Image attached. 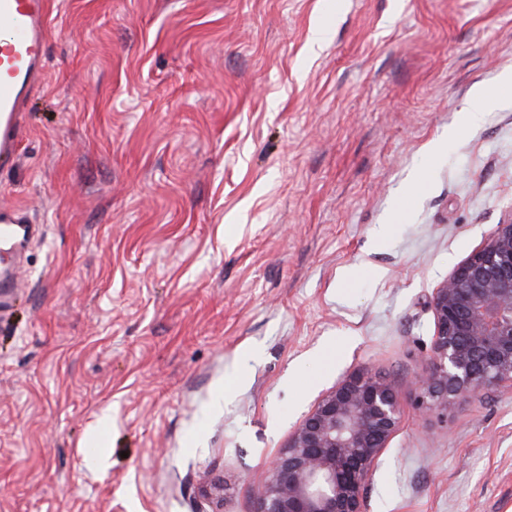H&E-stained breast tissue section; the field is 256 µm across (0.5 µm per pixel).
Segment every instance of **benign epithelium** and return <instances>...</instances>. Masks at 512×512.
<instances>
[{"label":"benign epithelium","mask_w":512,"mask_h":512,"mask_svg":"<svg viewBox=\"0 0 512 512\" xmlns=\"http://www.w3.org/2000/svg\"><path fill=\"white\" fill-rule=\"evenodd\" d=\"M428 307L434 333L417 381L423 411L512 390V217L448 273ZM401 418L386 377L370 368L347 374L293 429L254 512H366L367 487Z\"/></svg>","instance_id":"benign-epithelium-1"}]
</instances>
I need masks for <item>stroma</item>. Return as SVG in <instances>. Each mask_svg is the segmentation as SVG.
Listing matches in <instances>:
<instances>
[{"instance_id": "obj_1", "label": "stroma", "mask_w": 512, "mask_h": 512, "mask_svg": "<svg viewBox=\"0 0 512 512\" xmlns=\"http://www.w3.org/2000/svg\"><path fill=\"white\" fill-rule=\"evenodd\" d=\"M44 67L0 166L42 227L0 512H253L363 366L403 410L367 512H512V391L415 384L430 293L512 217V0H50Z\"/></svg>"}]
</instances>
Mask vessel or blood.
I'll return each mask as SVG.
<instances>
[{
	"mask_svg": "<svg viewBox=\"0 0 512 512\" xmlns=\"http://www.w3.org/2000/svg\"><path fill=\"white\" fill-rule=\"evenodd\" d=\"M47 0H0V156L14 155L20 113L44 80ZM21 207L0 208V250L20 252L37 233Z\"/></svg>",
	"mask_w": 512,
	"mask_h": 512,
	"instance_id": "vessel-or-blood-1",
	"label": "vessel or blood"
}]
</instances>
